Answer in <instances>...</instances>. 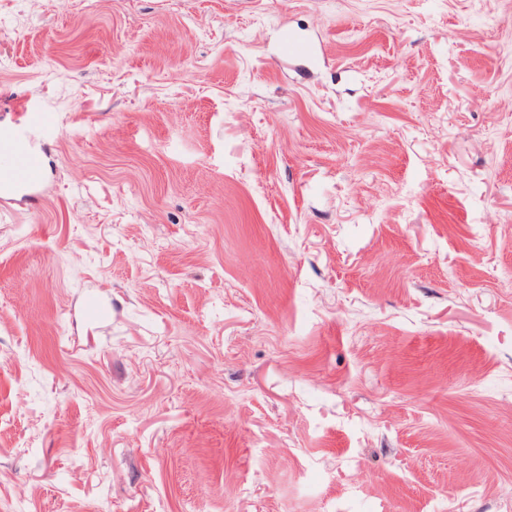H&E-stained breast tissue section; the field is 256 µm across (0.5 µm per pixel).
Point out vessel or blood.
<instances>
[{
    "label": "vessel or blood",
    "mask_w": 512,
    "mask_h": 512,
    "mask_svg": "<svg viewBox=\"0 0 512 512\" xmlns=\"http://www.w3.org/2000/svg\"><path fill=\"white\" fill-rule=\"evenodd\" d=\"M11 109L14 119L6 137L0 139V202L19 195L36 202L43 196L42 160L29 149L28 139L33 131H49L50 125L30 100L14 101Z\"/></svg>",
    "instance_id": "b4317fda"
}]
</instances>
